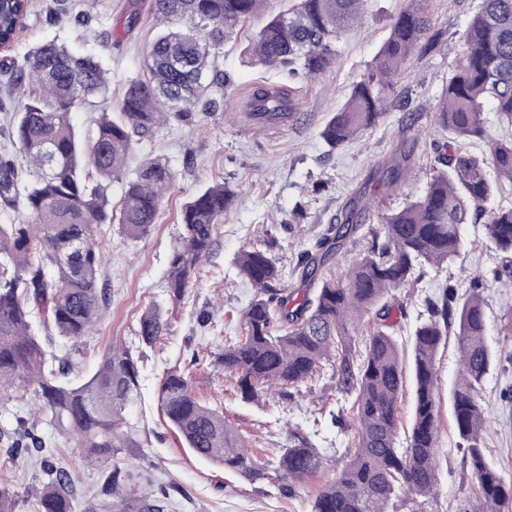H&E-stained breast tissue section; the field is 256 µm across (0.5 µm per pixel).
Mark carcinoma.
<instances>
[{
  "label": "carcinoma",
  "instance_id": "1",
  "mask_svg": "<svg viewBox=\"0 0 512 512\" xmlns=\"http://www.w3.org/2000/svg\"><path fill=\"white\" fill-rule=\"evenodd\" d=\"M267 0H152L151 14L163 28L146 58L148 77L123 84L119 112H103L84 136L70 120L77 103L90 96L109 97L103 62L78 54L64 42L33 47L13 81L36 87L14 106L7 137L12 153L0 154V201L22 214L0 225V397L23 388L36 401L34 422L51 433L74 438L90 461L137 448L136 429L123 416L138 394L139 372L130 350L114 346L83 382L64 380L66 365L33 332L39 321L46 337L87 335L109 305L110 292L99 286L105 247L101 226L118 225L128 239L148 234L174 175L159 157L144 161L127 181L123 204L112 211V180L125 174L137 139L155 133L170 118H191L193 110L214 112L221 106L228 77L214 68L224 40L239 23L261 13ZM423 0H409L390 22L366 77L352 83L343 105L320 136L332 149L376 125L387 111L397 77L416 51L442 45L431 28ZM28 0H0V41L12 43L24 26ZM364 0H297L271 16L256 32L250 58L255 65L316 78L337 61L339 32L362 19ZM398 107H406L397 98ZM512 125V0H481L463 36L455 69L436 106V122L453 140L436 144L437 166L426 191L394 213L378 216L384 240L336 279H318L300 264L307 287L297 294L274 288L283 273L264 249L241 250L235 265L257 289L244 318L245 331L224 345L216 364L237 376L248 401H258L274 386L294 387L333 369L336 388L351 402L346 424L354 431L346 462L322 488L312 512H389L390 502L408 494L430 495L437 483L436 360L448 329L456 327L459 374L453 386L452 417L466 442L464 457L481 500V512H504L512 484L492 467L482 448L485 419L476 396L492 361L486 342L487 318L481 295L471 291L456 307L426 298L429 317L412 334L410 367L416 384L413 419L406 446L398 444L397 403L405 384V360L398 340L387 331L392 292L415 287L425 265L441 268L464 247L461 227L480 219L484 204L512 185V138L488 136L485 104ZM249 112L264 122L292 117L291 94L260 86L251 93ZM481 141L478 155L463 147ZM233 192L223 183L200 190L181 210L183 234L174 251L164 288L178 301L200 261L209 256L216 226ZM369 206L351 203L335 215L318 243L320 264L329 260ZM485 234L495 249L512 255V207H499ZM380 320L365 332L369 314ZM157 304L139 320L138 341L152 345L165 330ZM163 414L199 458L264 479L271 470L284 491L336 461L333 448H318L292 433L293 444L259 465L244 438L224 415L194 397L187 377L166 372L159 389ZM17 420L0 438L17 449L41 450L51 441ZM120 472L105 479L100 506L108 512H160L146 495L112 503ZM73 477L63 467L48 468V480L26 490L39 512H74ZM20 495L0 481V512H18Z\"/></svg>",
  "mask_w": 512,
  "mask_h": 512
}]
</instances>
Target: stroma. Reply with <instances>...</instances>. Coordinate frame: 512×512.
Instances as JSON below:
<instances>
[{
  "label": "stroma",
  "instance_id": "35a3bbf8",
  "mask_svg": "<svg viewBox=\"0 0 512 512\" xmlns=\"http://www.w3.org/2000/svg\"><path fill=\"white\" fill-rule=\"evenodd\" d=\"M55 1L29 0L26 28L15 43L0 50V62L22 61L36 44L57 39L101 57L115 95L128 78L146 75L145 55L157 32L151 0H59L64 4L59 12L53 9ZM407 3L368 0L363 22L336 42V65L306 81L293 82L283 72L252 64L246 49L263 20L240 24L215 60L217 70L231 77L223 109L210 115L195 112L188 121L170 120L135 144L132 165L164 158L175 175L173 186L149 234L128 240L117 225L103 226L101 234L108 246L101 280L111 290V302L94 333L78 339L55 337L52 350L72 364L69 379L77 382L96 367L109 347L130 348L140 388L137 403L127 407L125 416L138 426L139 445L90 465L74 441L54 437V462L74 475L76 512H85L104 478L116 468L124 475V492L148 494L161 512H311L333 470L309 478L288 494L276 478L254 480L203 461L185 448L164 418L158 391L166 370L175 368L188 375L196 399L222 411L226 423L245 438L261 464L291 444L293 427L319 447H350L351 433L331 423L341 399L331 368H324L311 382L284 387L256 402L243 400L234 376L214 361L225 341L242 336L244 313L255 294L234 264L242 248L269 251L283 271L282 287L294 290L301 286L295 268L306 254L317 253L332 217L364 190L370 174L400 145L414 148L410 176L406 183L379 192V209L399 210L423 194L436 165L433 144L449 138L434 120L435 106L454 68L455 48L480 0H427L432 27L442 32L445 45L408 59L396 87L397 95L408 101L406 109L387 112L360 138L336 149L320 136L351 84L368 71L390 20ZM132 13L141 20L129 31L124 22ZM259 85L292 88L294 117L278 124L251 117L246 103ZM221 182L234 196L217 226L213 250L199 264L182 299L172 300L164 282L183 232L181 207L203 188ZM298 206L305 210L299 223L293 218ZM462 237L465 246L451 264L425 267L414 291H396L390 322L396 338L406 346L420 321L425 297L440 296L448 285L460 291L473 287L481 294L487 341L495 354L477 394L485 418L483 443L488 459L512 478V273L504 255L486 239L483 223L463 225ZM153 303L163 309L167 327L155 346L146 347L138 344L137 331L141 314ZM457 359L456 343L448 341L436 362L438 485L422 504V512H476L480 506L463 461V441L451 419ZM0 471L9 473L18 490L43 476L40 457L13 456L3 441Z\"/></svg>",
  "mask_w": 512,
  "mask_h": 512
}]
</instances>
